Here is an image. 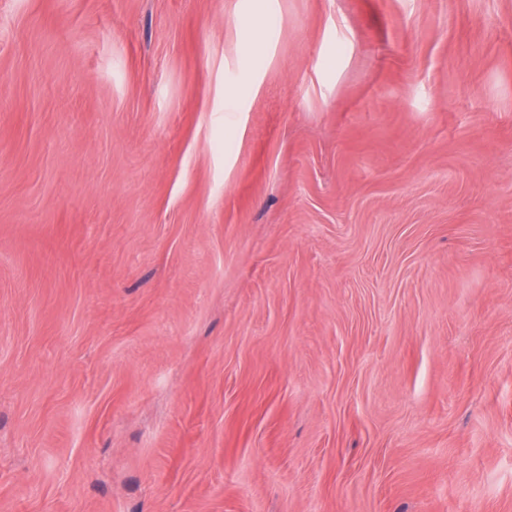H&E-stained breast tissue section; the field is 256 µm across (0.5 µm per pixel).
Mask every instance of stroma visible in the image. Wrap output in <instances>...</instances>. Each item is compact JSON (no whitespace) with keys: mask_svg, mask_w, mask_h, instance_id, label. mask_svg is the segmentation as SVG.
Segmentation results:
<instances>
[{"mask_svg":"<svg viewBox=\"0 0 512 512\" xmlns=\"http://www.w3.org/2000/svg\"><path fill=\"white\" fill-rule=\"evenodd\" d=\"M0 512H512V0H0Z\"/></svg>","mask_w":512,"mask_h":512,"instance_id":"1","label":"stroma"}]
</instances>
